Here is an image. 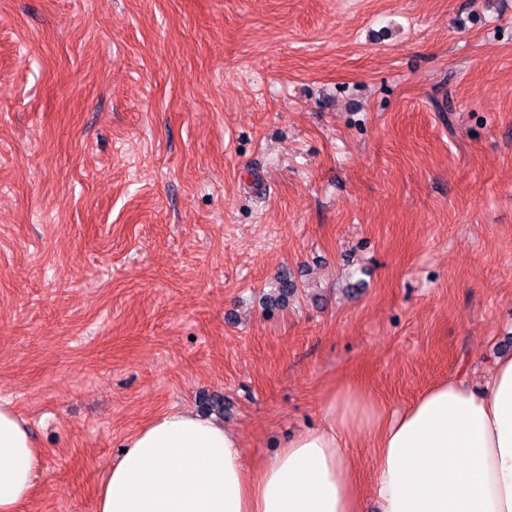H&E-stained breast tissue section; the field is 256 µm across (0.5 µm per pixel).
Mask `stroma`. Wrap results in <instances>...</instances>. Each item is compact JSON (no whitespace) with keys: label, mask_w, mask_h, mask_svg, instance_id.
<instances>
[{"label":"stroma","mask_w":512,"mask_h":512,"mask_svg":"<svg viewBox=\"0 0 512 512\" xmlns=\"http://www.w3.org/2000/svg\"><path fill=\"white\" fill-rule=\"evenodd\" d=\"M506 353L512 0H0V397L45 450L25 512H95L174 408L250 468L346 383L393 412Z\"/></svg>","instance_id":"obj_1"}]
</instances>
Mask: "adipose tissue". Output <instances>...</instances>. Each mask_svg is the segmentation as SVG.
<instances>
[{"label":"adipose tissue","instance_id":"1","mask_svg":"<svg viewBox=\"0 0 512 512\" xmlns=\"http://www.w3.org/2000/svg\"><path fill=\"white\" fill-rule=\"evenodd\" d=\"M324 419L253 471L222 422L160 413L107 469L95 512H366L369 496L378 512H512V355L483 389L452 376L390 416L363 385L337 388ZM358 438L375 450L367 490L351 461ZM43 457L0 398V512H22Z\"/></svg>","mask_w":512,"mask_h":512}]
</instances>
